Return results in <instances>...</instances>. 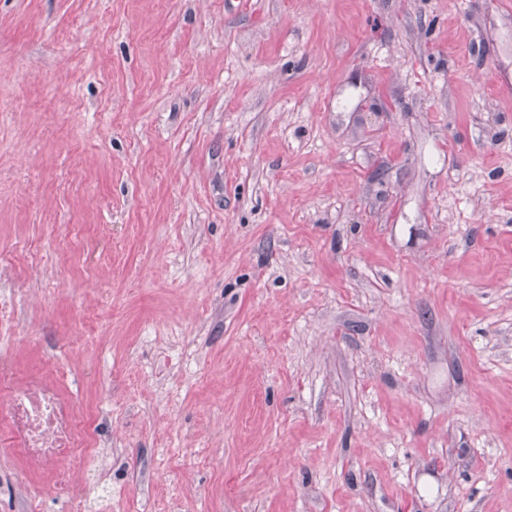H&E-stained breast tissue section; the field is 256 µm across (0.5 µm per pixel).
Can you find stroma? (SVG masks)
Masks as SVG:
<instances>
[{
	"instance_id": "stroma-1",
	"label": "stroma",
	"mask_w": 512,
	"mask_h": 512,
	"mask_svg": "<svg viewBox=\"0 0 512 512\" xmlns=\"http://www.w3.org/2000/svg\"><path fill=\"white\" fill-rule=\"evenodd\" d=\"M3 288L101 512H512V12L0 0Z\"/></svg>"
}]
</instances>
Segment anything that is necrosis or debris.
<instances>
[{
    "mask_svg": "<svg viewBox=\"0 0 512 512\" xmlns=\"http://www.w3.org/2000/svg\"><path fill=\"white\" fill-rule=\"evenodd\" d=\"M0 435L22 464L24 493L49 496L83 507L77 475L86 467H104L112 439L87 434L60 380L46 368L18 373L0 356Z\"/></svg>",
    "mask_w": 512,
    "mask_h": 512,
    "instance_id": "necrosis-or-debris-1",
    "label": "necrosis or debris"
}]
</instances>
